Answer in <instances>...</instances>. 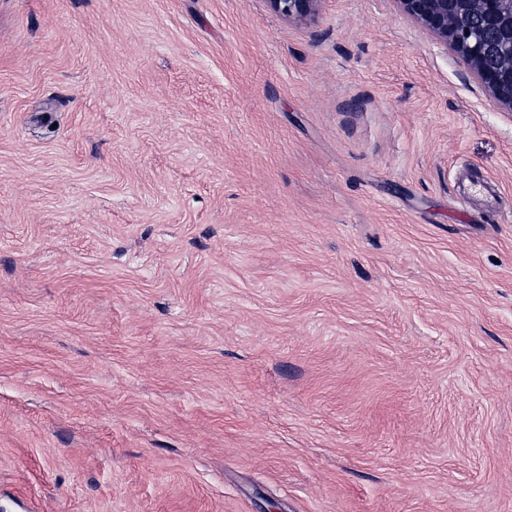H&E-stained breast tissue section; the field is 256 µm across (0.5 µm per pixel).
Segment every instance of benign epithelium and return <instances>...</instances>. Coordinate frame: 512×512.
<instances>
[{"mask_svg":"<svg viewBox=\"0 0 512 512\" xmlns=\"http://www.w3.org/2000/svg\"><path fill=\"white\" fill-rule=\"evenodd\" d=\"M285 19L321 0H266ZM400 11L462 59L484 92L512 112V0H396Z\"/></svg>","mask_w":512,"mask_h":512,"instance_id":"obj_1","label":"benign epithelium"}]
</instances>
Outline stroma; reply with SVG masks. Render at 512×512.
Listing matches in <instances>:
<instances>
[{
	"label": "stroma",
	"mask_w": 512,
	"mask_h": 512,
	"mask_svg": "<svg viewBox=\"0 0 512 512\" xmlns=\"http://www.w3.org/2000/svg\"><path fill=\"white\" fill-rule=\"evenodd\" d=\"M0 512H512V112L396 0H0ZM266 2L273 13L290 19L314 13L320 0H266Z\"/></svg>",
	"instance_id": "35a3bbf8"
}]
</instances>
